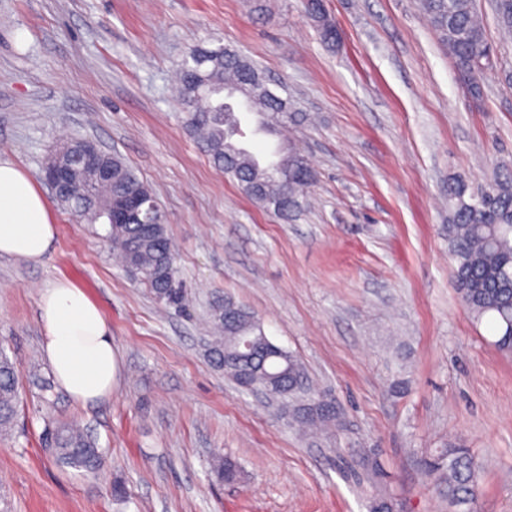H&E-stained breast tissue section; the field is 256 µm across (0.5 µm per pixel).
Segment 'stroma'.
<instances>
[{"label": "stroma", "instance_id": "obj_1", "mask_svg": "<svg viewBox=\"0 0 512 512\" xmlns=\"http://www.w3.org/2000/svg\"><path fill=\"white\" fill-rule=\"evenodd\" d=\"M341 39L320 40L304 0H0V158L44 187L51 152L88 138L159 198L193 298L183 312L126 272L99 224L53 207L41 263L0 256V350L19 372L0 437V512H367L355 452L375 455L400 512H448L425 463L467 448L476 512H512V352L476 322L452 277L448 190L512 178V37L475 0L493 68L481 99L417 0H324ZM255 60L302 121L282 133L315 173L288 216L218 171L183 126L175 72L195 46ZM112 328V395L88 407L53 383L38 297L60 278ZM229 296L295 355L341 415L306 433L205 354L213 299ZM77 423L94 472L44 438ZM239 466L217 480L214 456ZM123 496H116L115 485Z\"/></svg>", "mask_w": 512, "mask_h": 512}]
</instances>
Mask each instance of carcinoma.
Listing matches in <instances>:
<instances>
[{"mask_svg": "<svg viewBox=\"0 0 512 512\" xmlns=\"http://www.w3.org/2000/svg\"><path fill=\"white\" fill-rule=\"evenodd\" d=\"M419 7L430 26L438 33L448 54L454 59L461 77L471 79V92L480 96L479 80L484 73H472L476 59L492 53L482 18L474 0H419ZM323 43L333 47L338 42L335 22L320 0H306ZM238 86L248 97L251 114L261 118L267 133H281L298 114L288 100L275 95L265 83L259 68L238 52L224 48L196 46L182 61L179 98L186 108L187 132L197 140L213 163L236 179L241 188L250 185L260 192L249 197L278 213H288L298 197L312 185L313 172L305 158L296 153H275L280 177L272 178L256 155L233 141L238 117L224 111V87ZM112 180L89 181L80 195L57 197L55 202L75 216L97 224H107L110 209H119L126 191L143 190L155 200L151 189L117 154L109 155ZM452 224L448 225L454 266L453 277L467 309L479 320H487L499 333L496 345L512 351V337L506 324L512 320V185L499 182L477 193L459 183L451 191ZM106 240L126 268L139 271L138 280L160 301L186 306L187 290L168 288L177 281L176 255L167 235L166 218L160 216L149 231L137 224H108ZM210 357L224 375L243 388L263 389L268 394L290 398L307 391L302 363L288 351L270 343L259 344L256 357L238 361L243 345L262 329L260 321L232 299L218 298L210 308ZM19 376L15 364L0 352V433L11 432L17 416ZM294 415L315 428L340 425L341 418L322 400H298ZM50 441L58 458L67 466L95 472L101 453L95 441L75 426L54 427ZM363 480L382 484L386 479L380 464L369 456L358 457ZM212 470L221 480L240 478L238 466L230 459L216 456ZM440 474L446 487L450 512H475L481 471L465 448H447L428 464V473ZM369 512H396L397 500L389 492L367 502Z\"/></svg>", "mask_w": 512, "mask_h": 512, "instance_id": "obj_1", "label": "carcinoma"}]
</instances>
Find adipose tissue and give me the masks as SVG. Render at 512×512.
<instances>
[{"label":"adipose tissue","instance_id":"1","mask_svg":"<svg viewBox=\"0 0 512 512\" xmlns=\"http://www.w3.org/2000/svg\"><path fill=\"white\" fill-rule=\"evenodd\" d=\"M56 237L45 196L13 162L0 159V255L37 263L53 250ZM38 308L42 350L60 387L85 406L109 398L117 359L99 307L63 278L41 290Z\"/></svg>","mask_w":512,"mask_h":512}]
</instances>
